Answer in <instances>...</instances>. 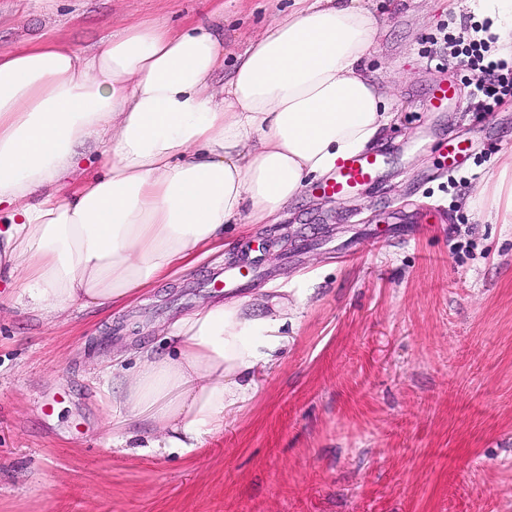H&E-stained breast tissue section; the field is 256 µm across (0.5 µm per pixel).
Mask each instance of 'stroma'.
I'll return each instance as SVG.
<instances>
[{
    "label": "stroma",
    "mask_w": 512,
    "mask_h": 512,
    "mask_svg": "<svg viewBox=\"0 0 512 512\" xmlns=\"http://www.w3.org/2000/svg\"><path fill=\"white\" fill-rule=\"evenodd\" d=\"M0 0V53L55 38L85 52L136 22L212 19L236 54L292 0ZM385 20L368 72L396 116L380 182L336 199L307 184L273 224L230 226L222 249L107 314L52 321L0 283V512H512V223L479 204L512 162V98L486 109L444 34L484 23L468 0H358ZM454 82L448 111H426ZM475 152L460 179L448 139ZM258 270L253 300L287 292L294 325L254 396L195 455L108 443L102 370L166 354L164 330L213 281Z\"/></svg>",
    "instance_id": "1"
}]
</instances>
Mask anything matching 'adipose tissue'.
<instances>
[{
  "mask_svg": "<svg viewBox=\"0 0 512 512\" xmlns=\"http://www.w3.org/2000/svg\"><path fill=\"white\" fill-rule=\"evenodd\" d=\"M379 22L356 0H293L237 54L206 21L135 23L79 52L42 40L0 54V278L26 311L103 310L223 247L240 218L278 220L311 178L393 120L366 75ZM106 145L104 174L70 182ZM288 301L205 303L176 318L174 353L142 351L112 399L124 440L189 454L250 398L287 338Z\"/></svg>",
  "mask_w": 512,
  "mask_h": 512,
  "instance_id": "ef3b65f1",
  "label": "adipose tissue"
}]
</instances>
